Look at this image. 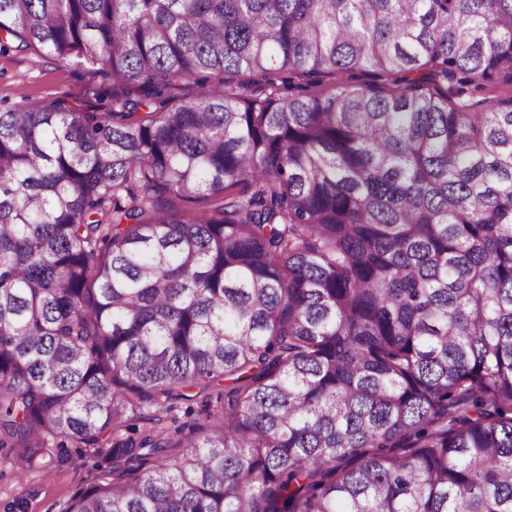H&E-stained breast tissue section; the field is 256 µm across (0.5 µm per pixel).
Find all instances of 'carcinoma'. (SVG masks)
Masks as SVG:
<instances>
[{
  "label": "carcinoma",
  "instance_id": "1",
  "mask_svg": "<svg viewBox=\"0 0 512 512\" xmlns=\"http://www.w3.org/2000/svg\"><path fill=\"white\" fill-rule=\"evenodd\" d=\"M11 44L115 88L0 109L11 465L91 449L65 512H512V95L462 101L512 0H0Z\"/></svg>",
  "mask_w": 512,
  "mask_h": 512
}]
</instances>
